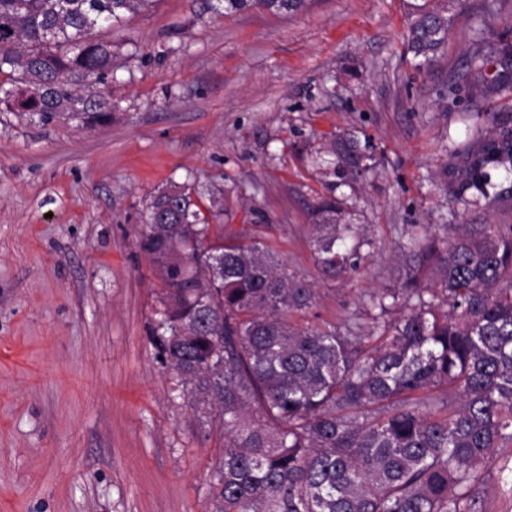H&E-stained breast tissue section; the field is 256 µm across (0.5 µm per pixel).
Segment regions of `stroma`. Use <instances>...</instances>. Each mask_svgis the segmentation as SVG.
I'll list each match as a JSON object with an SVG mask.
<instances>
[{"label": "stroma", "instance_id": "1", "mask_svg": "<svg viewBox=\"0 0 512 512\" xmlns=\"http://www.w3.org/2000/svg\"><path fill=\"white\" fill-rule=\"evenodd\" d=\"M407 0H310L305 12H205L155 0L100 30L114 52L95 129L0 112V512H204L223 450L152 343L159 284L136 246L154 194H219L210 223L254 229L315 292L306 319L360 320L393 286L409 230L499 224L462 212L451 189L463 112L503 109L474 95L501 72L489 58L448 85L480 45L512 40V0H462L448 42L417 69ZM350 134L373 157L340 187L370 239L348 279L315 263L311 207L334 180L311 156ZM480 512H512V446L479 481Z\"/></svg>", "mask_w": 512, "mask_h": 512}]
</instances>
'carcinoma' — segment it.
<instances>
[{"label":"carcinoma","mask_w":512,"mask_h":512,"mask_svg":"<svg viewBox=\"0 0 512 512\" xmlns=\"http://www.w3.org/2000/svg\"><path fill=\"white\" fill-rule=\"evenodd\" d=\"M409 3V49L430 65L446 45L448 8ZM153 0H0V105L82 128L112 121L90 91L112 75V43L96 36ZM306 0H224L293 15ZM512 60V42L486 58ZM10 88H4V85ZM512 99L502 73L476 88ZM469 137L449 147L463 164L454 202L512 211V113L472 112ZM357 141L326 153L345 184ZM195 188L170 186L147 206L136 245L160 286L152 341L204 423L224 430L206 512H478L486 463L512 445V223L461 224L450 235L410 233L398 288L371 292L365 328L302 326L309 283L288 273L254 233L211 224ZM165 228L156 231L153 220ZM323 279L359 271L369 241L335 196L313 209ZM397 317H392V314Z\"/></svg>","instance_id":"obj_1"}]
</instances>
